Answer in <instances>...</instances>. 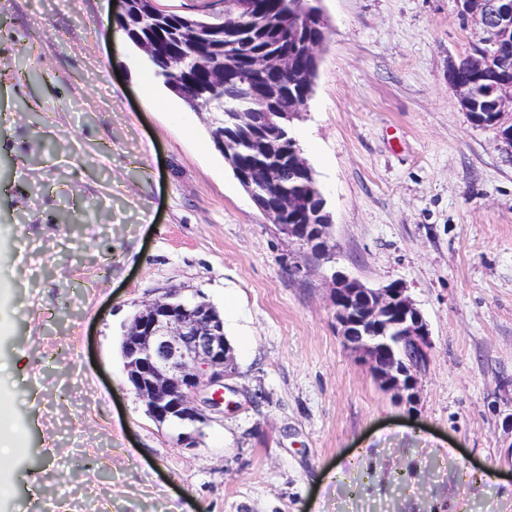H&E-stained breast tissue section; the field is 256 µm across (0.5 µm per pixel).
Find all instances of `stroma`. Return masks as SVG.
<instances>
[{"mask_svg": "<svg viewBox=\"0 0 512 512\" xmlns=\"http://www.w3.org/2000/svg\"><path fill=\"white\" fill-rule=\"evenodd\" d=\"M322 5L291 129L333 266L255 208L208 113L143 94L112 0H0V512H512V152L448 83L481 29L458 0ZM335 268L404 282L428 321L414 408L344 347ZM172 287L223 312L238 370L195 449L120 354Z\"/></svg>", "mask_w": 512, "mask_h": 512, "instance_id": "1", "label": "stroma"}]
</instances>
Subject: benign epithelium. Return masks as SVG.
Listing matches in <instances>:
<instances>
[{
  "label": "benign epithelium",
  "instance_id": "obj_1",
  "mask_svg": "<svg viewBox=\"0 0 512 512\" xmlns=\"http://www.w3.org/2000/svg\"><path fill=\"white\" fill-rule=\"evenodd\" d=\"M461 13L472 17L485 37L483 49L496 52L501 41L512 35V0H461ZM322 44L287 40L275 56L258 61V70L288 72L294 55L318 58ZM448 82L459 95L465 112L480 110L491 117H476L473 122L492 126L512 151V80L498 68L483 70L485 105H476L474 82L458 74V63L451 62ZM277 94L268 86L254 100L250 112L230 117L235 131H254L255 116L269 124L286 127L297 112H270ZM235 178L257 209L288 238L302 246L306 256L333 261L336 245L329 244L330 215L320 204L306 210L309 203L280 191V171L264 172L267 197L258 198L253 189V174L233 168ZM307 211L306 224H285L291 212ZM331 305L336 328L345 345L368 366L384 390L401 404L413 405L420 377L430 364L432 338L429 324L401 282L393 281L371 288L361 280L340 271L330 276ZM124 371L130 390L144 405L147 415L160 427L178 429L175 442L182 448H196L203 435L202 424L212 414L224 412L227 381L237 375L235 358L226 337L224 320L210 303L188 299L182 289L169 288L134 315L120 345Z\"/></svg>",
  "mask_w": 512,
  "mask_h": 512
}]
</instances>
